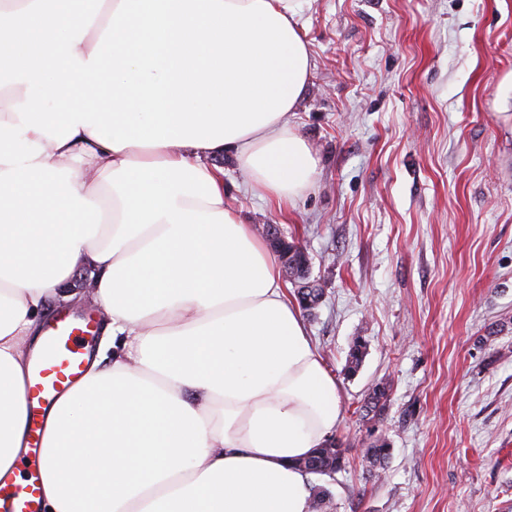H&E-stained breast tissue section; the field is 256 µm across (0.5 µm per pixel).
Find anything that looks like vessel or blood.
Listing matches in <instances>:
<instances>
[{
    "label": "vessel or blood",
    "mask_w": 512,
    "mask_h": 512,
    "mask_svg": "<svg viewBox=\"0 0 512 512\" xmlns=\"http://www.w3.org/2000/svg\"><path fill=\"white\" fill-rule=\"evenodd\" d=\"M93 328L87 317L56 318L44 331L42 351L30 367V403L57 397L83 375ZM41 475L32 471L22 483L0 486V512H38Z\"/></svg>",
    "instance_id": "vessel-or-blood-1"
}]
</instances>
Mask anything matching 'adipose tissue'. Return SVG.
Listing matches in <instances>:
<instances>
[{"label":"adipose tissue","instance_id":"adipose-tissue-1","mask_svg":"<svg viewBox=\"0 0 512 512\" xmlns=\"http://www.w3.org/2000/svg\"><path fill=\"white\" fill-rule=\"evenodd\" d=\"M300 12L0 0V479L27 447L21 346L77 266L112 338L46 407L48 512H314L297 463L336 432V379L210 162L279 209L314 186Z\"/></svg>","mask_w":512,"mask_h":512}]
</instances>
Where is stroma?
<instances>
[{"label":"stroma","mask_w":512,"mask_h":512,"mask_svg":"<svg viewBox=\"0 0 512 512\" xmlns=\"http://www.w3.org/2000/svg\"><path fill=\"white\" fill-rule=\"evenodd\" d=\"M312 75L291 124L319 160L289 214L230 201L307 253L305 323L335 375V512H512V0H302ZM367 349L344 367L353 341ZM393 383L382 420L360 407ZM392 455L369 477L363 455ZM391 455V448L385 440L377 438L374 440L369 448H367L364 455V460L367 463V471L371 476H376L380 469H383L386 461Z\"/></svg>","instance_id":"35a3bbf8"}]
</instances>
